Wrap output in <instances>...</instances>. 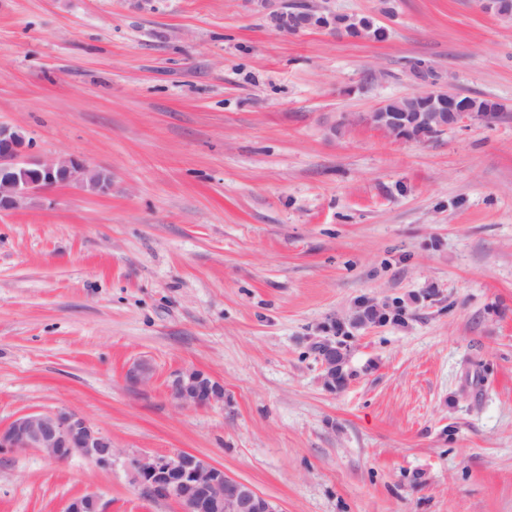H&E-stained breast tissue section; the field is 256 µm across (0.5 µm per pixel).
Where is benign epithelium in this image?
Masks as SVG:
<instances>
[{
	"mask_svg": "<svg viewBox=\"0 0 512 512\" xmlns=\"http://www.w3.org/2000/svg\"><path fill=\"white\" fill-rule=\"evenodd\" d=\"M278 26L297 31L311 28L317 17H335V13L307 0L304 15L290 18L275 9ZM474 117L469 98L452 87L431 91L417 89L409 94V107L401 111H382L380 107L363 120L385 133L401 135L407 127L443 131ZM32 150L31 141L15 127L0 124V209H13L30 194L58 186L78 184L105 193L112 180L103 171L92 168L77 157L65 156L33 161L21 157ZM373 302L357 307L356 323L379 324L384 318ZM324 383L336 389V368L348 363L349 348L334 336H320L312 342ZM153 377L152 368L137 362L126 372L127 380L145 385ZM170 400L181 408H203L224 402V386L205 372L185 368L173 374L167 387ZM0 448L24 450L37 448L58 463L81 456L100 467L112 465V437L96 428L79 413L65 407L48 411H29L16 416L0 428ZM138 484L151 496L178 502L182 512H276L275 506L250 484L224 473V468L188 451L147 456L136 463ZM64 512H101L93 494L71 499Z\"/></svg>",
	"mask_w": 512,
	"mask_h": 512,
	"instance_id": "benign-epithelium-1",
	"label": "benign epithelium"
}]
</instances>
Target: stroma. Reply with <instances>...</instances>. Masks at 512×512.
I'll use <instances>...</instances> for the list:
<instances>
[{
  "instance_id": "1",
  "label": "stroma",
  "mask_w": 512,
  "mask_h": 512,
  "mask_svg": "<svg viewBox=\"0 0 512 512\" xmlns=\"http://www.w3.org/2000/svg\"><path fill=\"white\" fill-rule=\"evenodd\" d=\"M329 6L388 38L283 32L256 0H0V123L112 177L0 210V427L66 407L114 447L108 468L0 450V512H182L134 478L177 450L278 512H512V20ZM418 59L498 118L362 122ZM364 299L405 321L352 330L328 391L310 339ZM189 367L223 403L170 401Z\"/></svg>"
}]
</instances>
